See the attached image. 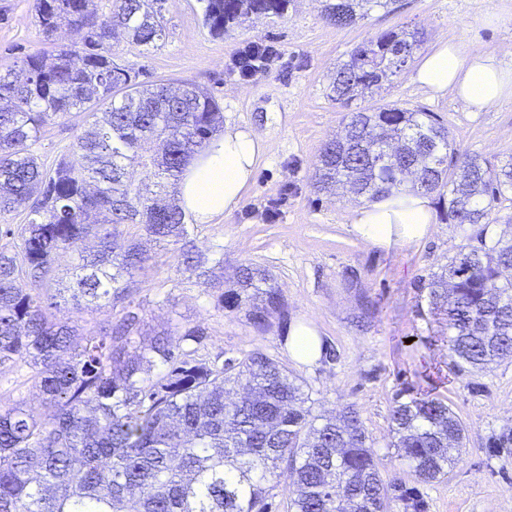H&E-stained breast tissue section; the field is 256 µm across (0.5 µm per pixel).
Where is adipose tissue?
<instances>
[{"label":"adipose tissue","instance_id":"adipose-tissue-1","mask_svg":"<svg viewBox=\"0 0 512 512\" xmlns=\"http://www.w3.org/2000/svg\"><path fill=\"white\" fill-rule=\"evenodd\" d=\"M414 82L432 94L452 93L472 112L512 101V70L495 55L464 42L443 41L417 67ZM269 144L250 131L226 126L192 160L179 184L180 205L200 224L236 210L249 189ZM434 221L431 196L403 187L381 200L356 208L352 230L363 242L389 246L393 239H423Z\"/></svg>","mask_w":512,"mask_h":512}]
</instances>
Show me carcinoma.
Segmentation results:
<instances>
[{"label": "carcinoma", "mask_w": 512, "mask_h": 512, "mask_svg": "<svg viewBox=\"0 0 512 512\" xmlns=\"http://www.w3.org/2000/svg\"><path fill=\"white\" fill-rule=\"evenodd\" d=\"M156 0H35L46 36L64 24L84 33L79 51L60 46L0 73V219L25 213L17 239L0 248V366L32 369L40 406L0 405V512H273L271 482L288 481L284 512H424L415 487L388 483L359 412L315 415V400L288 370L257 349L222 365L194 358L205 331L170 322L145 336L130 312L118 325L83 331L59 319L42 293L56 255L78 251L71 300L112 306L120 282L149 256L123 228L177 247L185 270L217 293L218 306L246 310L262 331L285 302L258 268L242 266L224 289V262L195 250L177 189L193 156L223 124V113L190 83L136 81L115 62L120 36L144 47L163 37ZM290 0H204L216 34L254 13L282 15ZM395 0H322L338 28ZM423 43L417 29L389 31L356 47L331 83L349 106L401 72ZM77 110L85 129L46 168L33 153L43 129ZM140 167L154 181L134 183ZM405 184L436 196L441 220L481 226L441 271L418 280L428 309L448 329L458 372L512 358V237L487 238L495 205L512 191V163L498 167L453 147L437 116L395 104L357 106L318 157L315 188L374 201ZM97 250L79 249L84 239ZM391 446L414 482L428 484L455 464L464 428L448 401L396 394Z\"/></svg>", "instance_id": "cac0c4a2"}]
</instances>
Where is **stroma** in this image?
Here are the masks:
<instances>
[{"instance_id":"obj_1","label":"stroma","mask_w":512,"mask_h":512,"mask_svg":"<svg viewBox=\"0 0 512 512\" xmlns=\"http://www.w3.org/2000/svg\"><path fill=\"white\" fill-rule=\"evenodd\" d=\"M165 36L154 47L119 43L117 63L146 83L188 81L220 105L225 124L268 140L271 151L231 216L195 225L192 239L205 257L224 258V278L241 265L268 271L286 304L289 321L305 319L331 350L312 366L294 362L277 330H257L244 313L220 309L201 279L185 271L178 251L146 235L138 240L151 259L111 307L84 305L79 323L98 328L126 312L144 330L181 321L201 324L197 355L210 361L260 349L285 365L315 401L335 414L356 408L385 481L406 480V467L391 446L390 410L395 394L421 386L446 398L465 428L458 463L444 478L420 485L426 512H512V359L487 370L456 372L446 349V329L429 313L419 277L446 264L477 229L435 221L418 243L376 248L351 230L354 202L316 191L315 162L340 130L346 107L335 100L330 77L362 42L387 30H423L422 52L456 39L512 65V21L483 23L502 0H397L392 12L374 9L350 28L321 15L319 0H292L280 16L252 17L212 35L200 0H158ZM59 30L47 39L35 0H0V73L28 54L80 42ZM273 46L279 57L267 70L243 78L233 57L249 42ZM406 68L375 90L365 104L422 107L442 118L455 148L491 163L512 159V101L470 112L452 94L432 96ZM78 114L55 119L36 145L45 166L69 153L81 131Z\"/></svg>"}]
</instances>
